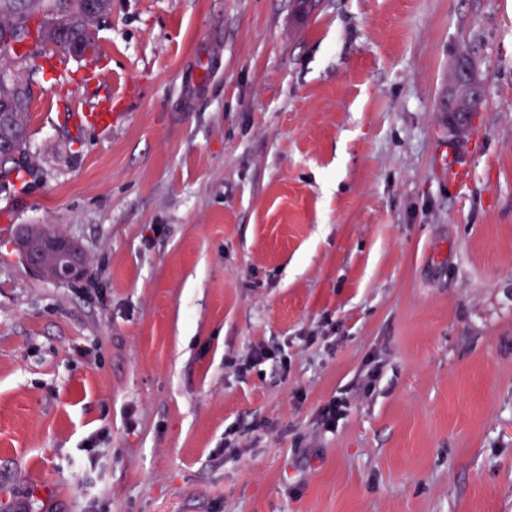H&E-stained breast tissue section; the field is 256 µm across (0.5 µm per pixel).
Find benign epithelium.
Here are the masks:
<instances>
[{"label":"benign epithelium","instance_id":"obj_1","mask_svg":"<svg viewBox=\"0 0 512 512\" xmlns=\"http://www.w3.org/2000/svg\"><path fill=\"white\" fill-rule=\"evenodd\" d=\"M484 83L479 66L466 50H459L450 68L448 88L440 110L448 113V133L455 138L468 134L473 116L482 108ZM22 257L34 273L51 280H66L79 273L70 239L46 232L37 248L22 247Z\"/></svg>","mask_w":512,"mask_h":512}]
</instances>
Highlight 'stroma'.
I'll return each instance as SVG.
<instances>
[{"label": "stroma", "instance_id": "1", "mask_svg": "<svg viewBox=\"0 0 512 512\" xmlns=\"http://www.w3.org/2000/svg\"><path fill=\"white\" fill-rule=\"evenodd\" d=\"M93 30L0 64L29 95L0 512H512V0H111ZM28 224L80 280L26 267ZM484 83L479 66L466 50H458L450 68L448 88L439 109L448 112V133L455 138L468 134L473 116L482 108Z\"/></svg>", "mask_w": 512, "mask_h": 512}]
</instances>
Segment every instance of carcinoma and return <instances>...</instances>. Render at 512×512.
<instances>
[{
	"mask_svg": "<svg viewBox=\"0 0 512 512\" xmlns=\"http://www.w3.org/2000/svg\"><path fill=\"white\" fill-rule=\"evenodd\" d=\"M0 16L10 18L8 25H0V62L17 57L43 70L52 66L54 56L39 49L41 45L75 54L95 47L83 0H0ZM29 39L37 48L19 53L17 47ZM26 103V89L20 81L0 74V140L9 143L12 150V157L0 159V179L6 183L16 156L27 144Z\"/></svg>",
	"mask_w": 512,
	"mask_h": 512,
	"instance_id": "1",
	"label": "carcinoma"
}]
</instances>
